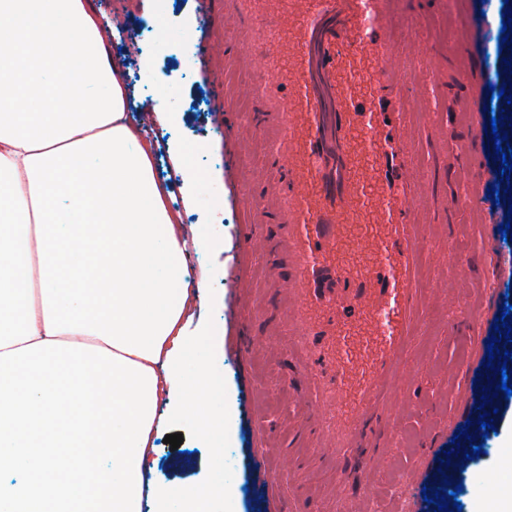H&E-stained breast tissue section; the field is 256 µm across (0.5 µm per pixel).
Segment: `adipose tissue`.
<instances>
[{
  "instance_id": "1",
  "label": "adipose tissue",
  "mask_w": 512,
  "mask_h": 512,
  "mask_svg": "<svg viewBox=\"0 0 512 512\" xmlns=\"http://www.w3.org/2000/svg\"><path fill=\"white\" fill-rule=\"evenodd\" d=\"M87 0H0V353L95 345L152 368L170 424L224 435L205 392L216 362L193 330L209 287L182 262L180 211ZM214 479L154 485L150 512H212Z\"/></svg>"
}]
</instances>
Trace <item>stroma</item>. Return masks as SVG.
<instances>
[{
    "label": "stroma",
    "instance_id": "1",
    "mask_svg": "<svg viewBox=\"0 0 512 512\" xmlns=\"http://www.w3.org/2000/svg\"><path fill=\"white\" fill-rule=\"evenodd\" d=\"M102 13L119 11L124 22L106 31L111 59L124 70L132 121L152 129L156 173L164 178L173 208L185 230L204 228L189 245L184 261L191 273L213 269L205 321L220 328L213 346L224 353V388L216 400L225 403L231 426L225 438L205 440L184 431L177 449L158 444L151 459L158 483L208 479L207 462H223L225 482L236 492L215 502V512H439L430 504L441 486L449 454L472 447L473 425L484 403L480 364L488 357L496 318L512 314V172L500 169L501 150L511 141H496L492 118L512 126V71L503 56H512V0H400L412 24L399 31L407 75L423 68L431 56L444 67L427 86L406 84L405 94L425 118L414 131L423 203L430 223L422 255L417 329L400 360L397 382L385 396L388 429L378 441V457H366L353 473L358 488L341 501L330 499L333 470L315 458L314 436L299 433L298 421L309 410L310 386L289 351L293 331L276 289L268 282L270 267L288 275L287 259L263 250L246 252L244 235L259 224L270 236L281 227L274 216L257 220L251 201L262 185L244 178L245 167L269 166L263 139L239 146L238 126L246 124L260 104L224 109V59L205 53L204 39L227 41L234 58L257 56L255 46L233 37V21L224 0H154L151 19L166 28L160 43L143 29L141 0H90ZM472 30L461 40L462 30ZM153 60L144 73L141 58ZM168 91L167 106L179 119L160 126L151 98ZM477 107L472 119L461 111L467 98ZM478 139L481 170L454 157L457 144ZM181 144L192 153L196 175L192 205L183 202L182 182L174 174L170 149ZM487 171L480 203L467 200L480 171ZM453 259H445L446 251ZM276 335L272 352L248 351L244 335ZM494 429L483 440L479 457L460 476L457 499L462 512H486L489 502L512 493L503 476L512 471V446L502 436L512 430V403L492 417ZM284 460L279 477L262 464L268 449Z\"/></svg>",
    "mask_w": 512,
    "mask_h": 512
}]
</instances>
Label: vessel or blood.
Masks as SVG:
<instances>
[{"instance_id":"obj_1","label":"vessel or blood","mask_w":512,"mask_h":512,"mask_svg":"<svg viewBox=\"0 0 512 512\" xmlns=\"http://www.w3.org/2000/svg\"><path fill=\"white\" fill-rule=\"evenodd\" d=\"M224 7L240 43L271 42L293 65L284 83L261 58L259 79L235 85L224 102L261 103L260 121L238 136H262L277 159L251 177L264 184L256 212L274 210L281 234L271 244L251 236L250 246L288 258L289 277L274 285L295 333L292 351L313 366L305 422L319 430L325 463L341 454L357 462L386 424L381 395L416 328L425 217L413 146L417 115L404 89L436 69L410 79L401 72L399 0H225ZM366 66L365 93L356 74ZM350 223L373 229L365 242L374 256L358 272L334 259ZM353 327L370 342L361 407L349 418L341 407Z\"/></svg>"}]
</instances>
